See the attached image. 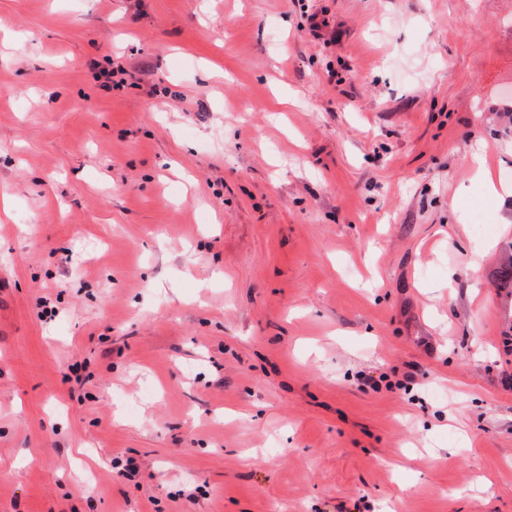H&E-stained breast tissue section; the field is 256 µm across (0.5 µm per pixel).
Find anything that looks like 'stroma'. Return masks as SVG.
I'll use <instances>...</instances> for the list:
<instances>
[{
	"mask_svg": "<svg viewBox=\"0 0 512 512\" xmlns=\"http://www.w3.org/2000/svg\"><path fill=\"white\" fill-rule=\"evenodd\" d=\"M478 148L512 0H0V512H512Z\"/></svg>",
	"mask_w": 512,
	"mask_h": 512,
	"instance_id": "35a3bbf8",
	"label": "stroma"
}]
</instances>
